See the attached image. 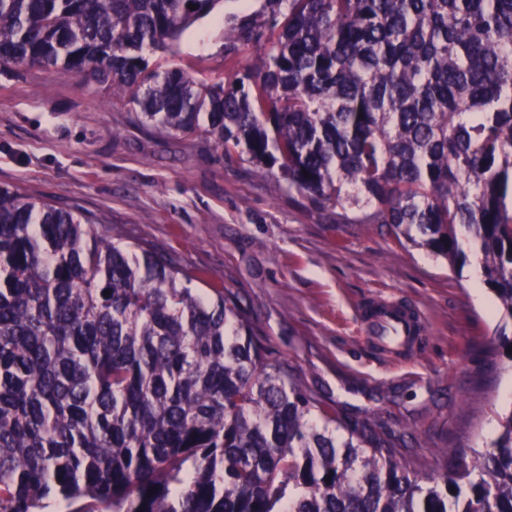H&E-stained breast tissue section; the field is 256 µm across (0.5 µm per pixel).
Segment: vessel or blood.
Segmentation results:
<instances>
[{
  "instance_id": "b4317fda",
  "label": "vessel or blood",
  "mask_w": 512,
  "mask_h": 512,
  "mask_svg": "<svg viewBox=\"0 0 512 512\" xmlns=\"http://www.w3.org/2000/svg\"><path fill=\"white\" fill-rule=\"evenodd\" d=\"M365 330L369 336L378 337L384 352L400 355L412 350L416 337L425 330V323L415 310L382 300L366 318Z\"/></svg>"
}]
</instances>
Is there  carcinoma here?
<instances>
[{
  "instance_id": "obj_1",
  "label": "carcinoma",
  "mask_w": 512,
  "mask_h": 512,
  "mask_svg": "<svg viewBox=\"0 0 512 512\" xmlns=\"http://www.w3.org/2000/svg\"><path fill=\"white\" fill-rule=\"evenodd\" d=\"M219 2L0 0V65L127 93L161 134L204 124L226 159L453 270L464 236L512 320V0H269L224 31L265 44L237 84L148 72ZM112 238L0 188V512H512V409L416 472L370 426L313 424L223 289Z\"/></svg>"
}]
</instances>
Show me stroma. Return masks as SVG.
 Segmentation results:
<instances>
[{
  "instance_id": "35a3bbf8",
  "label": "stroma",
  "mask_w": 512,
  "mask_h": 512,
  "mask_svg": "<svg viewBox=\"0 0 512 512\" xmlns=\"http://www.w3.org/2000/svg\"><path fill=\"white\" fill-rule=\"evenodd\" d=\"M267 0H220L149 68L235 84L263 49L224 50V31L262 20ZM0 187L80 211L119 244L148 241L233 295L270 357L336 414L339 434L376 425L420 469L433 453L478 448L497 432L512 382L502 353L512 322L451 270L399 243L384 224L334 212L228 161L205 132L161 135L137 123L129 96L66 69L0 67ZM394 297L426 314L418 357L394 361L360 332L361 308Z\"/></svg>"
}]
</instances>
